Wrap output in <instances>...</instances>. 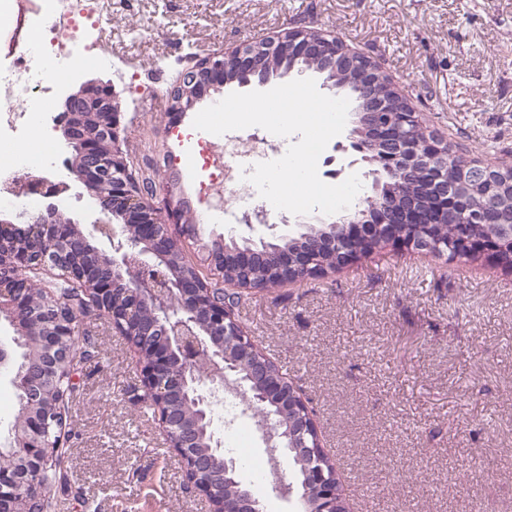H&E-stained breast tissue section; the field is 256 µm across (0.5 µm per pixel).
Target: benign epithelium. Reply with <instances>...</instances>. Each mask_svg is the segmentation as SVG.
Listing matches in <instances>:
<instances>
[{
	"instance_id": "7a95c632",
	"label": "benign epithelium",
	"mask_w": 512,
	"mask_h": 512,
	"mask_svg": "<svg viewBox=\"0 0 512 512\" xmlns=\"http://www.w3.org/2000/svg\"><path fill=\"white\" fill-rule=\"evenodd\" d=\"M285 42L298 59H323L336 70H356L366 87L381 72L376 61L363 60V53L334 34L312 38L293 29L286 40L281 33L248 39L204 55L177 77L169 92L170 122H178L209 91L226 85L229 71L243 77V86L267 85L266 62L281 54ZM76 80L78 90L70 84L58 90L62 111L53 118L67 145L79 153L76 161L64 162V169L97 201L101 213L119 215L123 224L115 229L97 218L82 231L54 203L70 184L36 178L19 182L17 189L50 200L45 209H21L0 217V318L25 336L29 350L25 371L12 379L24 406L8 452L0 455V512H36L33 505L48 500L51 471L60 468L58 451L68 438L65 409L71 385L63 381L74 377L79 358L75 339L82 318L89 314L107 319L134 350L141 400L158 416L167 450L180 461L187 485L211 504V512H263L261 501L251 494L216 495L235 464L201 449L212 404L228 384L241 389L253 411L270 403L288 412L285 430L269 415L260 419L263 441L270 451L288 447L296 454L304 484L315 493L313 512H349L336 480L321 464L322 443L300 390L272 373L237 321L236 304L224 292L197 273L176 271L170 263L177 249L190 241L201 268L247 269L268 258V243L242 248L229 246L222 235L204 238L180 183L159 184L142 170L129 168L120 146L121 107L112 82L84 81L80 75ZM357 116L358 139L336 148H351L357 155L353 166L377 165L374 202L366 210L354 208L324 233H303L301 247L278 250L280 273L299 279L322 277L327 271L317 259L324 253L336 257L342 269L364 258L351 247L356 241L371 254L378 242L431 253L444 218L455 227L453 257L486 258L498 267L512 259V217L496 208L475 207L468 197L472 189L499 191L496 174L470 160L459 167L456 182L448 184V155L461 149H448L445 139L426 130L423 113L409 100L400 110L388 112L383 102L367 96ZM408 126L421 128L422 138H404ZM400 171L430 183L431 209H418L389 191L388 181ZM473 224L485 225V234L473 235ZM95 232L107 237L111 251L91 245L89 237ZM32 270H55L56 278L80 288L83 309L63 316L51 303L37 306L40 289L37 278L30 276ZM241 367L248 374L246 384L238 378Z\"/></svg>"
}]
</instances>
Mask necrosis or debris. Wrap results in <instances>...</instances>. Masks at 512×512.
<instances>
[{
  "label": "necrosis or debris",
  "instance_id": "1",
  "mask_svg": "<svg viewBox=\"0 0 512 512\" xmlns=\"http://www.w3.org/2000/svg\"><path fill=\"white\" fill-rule=\"evenodd\" d=\"M105 12L106 0H46L44 21L33 37L35 49L16 45L11 66L0 72V141L23 142L34 129L42 131L39 154L22 149L9 164L0 165V203L28 204L31 194L15 192L16 182L53 167L54 145L45 133L49 120L39 104L77 70L108 63V56L99 50ZM276 150L266 138L242 142L217 136L208 142V180L199 188L204 218L221 216L226 200L251 198L254 187L242 180V166L267 161Z\"/></svg>",
  "mask_w": 512,
  "mask_h": 512
}]
</instances>
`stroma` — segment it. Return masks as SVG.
<instances>
[{"label":"stroma","mask_w":512,"mask_h":512,"mask_svg":"<svg viewBox=\"0 0 512 512\" xmlns=\"http://www.w3.org/2000/svg\"><path fill=\"white\" fill-rule=\"evenodd\" d=\"M102 47L128 123L126 150L175 174L190 201L189 146L160 103L199 54L287 27L333 32L374 58L466 158L512 154V0H112ZM236 239L295 234L247 225ZM238 320L300 387L352 512H512V271L385 247L341 272L248 296ZM93 357L68 402L70 437L51 512H208L168 453L139 374L107 321L82 324Z\"/></svg>","instance_id":"obj_1"}]
</instances>
